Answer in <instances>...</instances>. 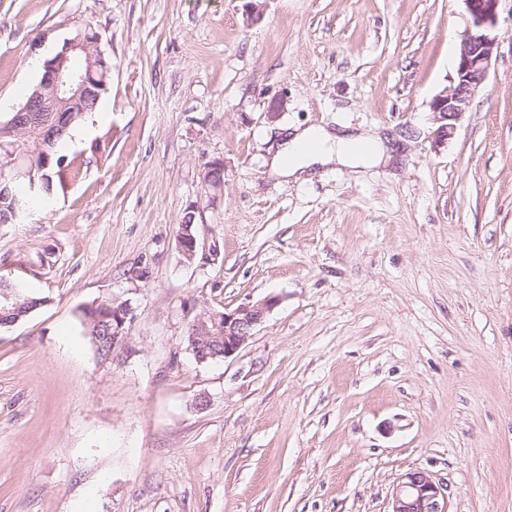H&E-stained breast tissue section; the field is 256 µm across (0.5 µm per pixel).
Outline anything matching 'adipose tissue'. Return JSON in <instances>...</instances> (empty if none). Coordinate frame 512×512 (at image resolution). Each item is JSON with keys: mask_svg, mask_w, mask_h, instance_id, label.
Masks as SVG:
<instances>
[{"mask_svg": "<svg viewBox=\"0 0 512 512\" xmlns=\"http://www.w3.org/2000/svg\"><path fill=\"white\" fill-rule=\"evenodd\" d=\"M387 148L372 134H336L319 126L295 128L273 156L270 168L279 177H300L314 165L371 166L385 161Z\"/></svg>", "mask_w": 512, "mask_h": 512, "instance_id": "adipose-tissue-1", "label": "adipose tissue"}]
</instances>
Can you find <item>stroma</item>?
<instances>
[{"label": "stroma", "instance_id": "stroma-1", "mask_svg": "<svg viewBox=\"0 0 512 512\" xmlns=\"http://www.w3.org/2000/svg\"><path fill=\"white\" fill-rule=\"evenodd\" d=\"M246 2L0 0V122L81 28L112 60L107 121L0 224V277L40 299L0 327V512H389L411 470L449 512H512V0L440 145L461 0ZM311 125L394 157L271 175ZM269 296L235 355L194 357L198 314ZM109 299L104 361L82 311ZM108 310L104 311V303L98 306V316L96 313L90 315L91 320L86 321L87 329L91 339L97 345H104L109 349V354L104 359L112 358L114 352L123 345L126 339V323L130 315V308L126 303H116L108 301ZM112 331L110 336H96L97 334Z\"/></svg>", "mask_w": 512, "mask_h": 512}]
</instances>
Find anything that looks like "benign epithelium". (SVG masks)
I'll return each mask as SVG.
<instances>
[{"label":"benign epithelium","mask_w":512,"mask_h":512,"mask_svg":"<svg viewBox=\"0 0 512 512\" xmlns=\"http://www.w3.org/2000/svg\"><path fill=\"white\" fill-rule=\"evenodd\" d=\"M467 14V27L461 35L452 88L437 95L430 106L440 126L436 139L445 141L454 133L456 123L467 112L475 93L486 82L498 48L495 34L502 0H462ZM99 35L87 27L64 42L61 49L42 65L41 77L34 92L15 110V117L5 132H21L28 126V114L47 113L54 124L68 127L77 112L86 111V101L93 89H108L112 74L110 58L98 49ZM82 54L85 65L76 68L72 57ZM16 173L25 178L22 157L14 152L0 153V174ZM205 181L218 185L224 179V163L214 160L205 166ZM178 244L182 254L191 259L197 250L192 225H181ZM278 304V298L267 297L255 304L233 311H206L196 316L188 336L190 349L200 362L234 355L252 335L267 313ZM130 308L125 303H112V335L96 336L94 341L109 349L107 358L123 345ZM390 512H449L446 490L424 471L403 474L394 488Z\"/></svg>","instance_id":"7a95c632"}]
</instances>
